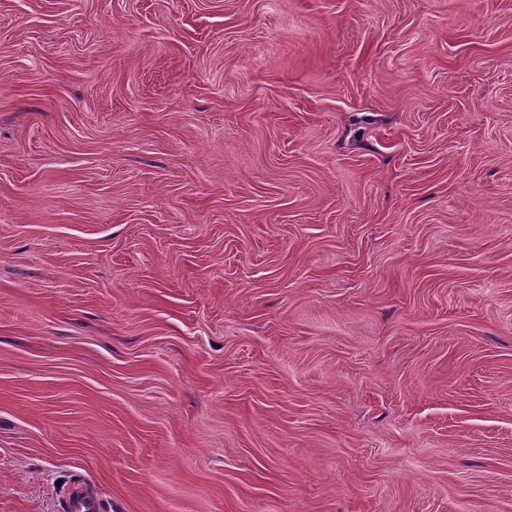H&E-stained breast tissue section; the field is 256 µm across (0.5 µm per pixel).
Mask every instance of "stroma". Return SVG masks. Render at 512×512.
<instances>
[{
  "label": "stroma",
  "instance_id": "obj_1",
  "mask_svg": "<svg viewBox=\"0 0 512 512\" xmlns=\"http://www.w3.org/2000/svg\"><path fill=\"white\" fill-rule=\"evenodd\" d=\"M512 512V0H0V512Z\"/></svg>",
  "mask_w": 512,
  "mask_h": 512
}]
</instances>
